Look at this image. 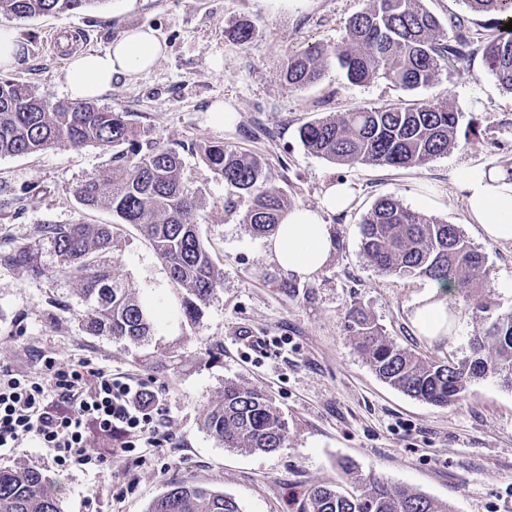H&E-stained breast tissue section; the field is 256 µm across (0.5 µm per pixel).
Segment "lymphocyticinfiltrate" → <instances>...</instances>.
Returning <instances> with one entry per match:
<instances>
[{"mask_svg": "<svg viewBox=\"0 0 512 512\" xmlns=\"http://www.w3.org/2000/svg\"><path fill=\"white\" fill-rule=\"evenodd\" d=\"M162 408L144 386L91 361H46L38 375L0 368V453L24 441L50 451L55 473L74 470L103 477L108 443L121 431L122 452L161 443L154 419ZM100 440L92 442L89 430Z\"/></svg>", "mask_w": 512, "mask_h": 512, "instance_id": "obj_1", "label": "lymphocytic infiltrate"}]
</instances>
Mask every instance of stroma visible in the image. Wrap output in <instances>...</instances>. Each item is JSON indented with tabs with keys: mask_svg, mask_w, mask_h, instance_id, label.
Here are the masks:
<instances>
[{
	"mask_svg": "<svg viewBox=\"0 0 512 512\" xmlns=\"http://www.w3.org/2000/svg\"><path fill=\"white\" fill-rule=\"evenodd\" d=\"M444 28L463 23L470 56L429 86L400 88L378 78L349 84L329 68L316 85L289 89L281 78L288 53L331 48L365 0H107L104 6L31 18L0 16L18 31L25 53L10 76L37 94L66 99L59 79L66 57L102 50L126 30L147 26L166 52L136 79L115 78L99 106L124 112L138 130L179 153L183 177L201 198L192 220L222 272L223 288L197 326L171 315L152 340L134 345L83 332L88 312L76 282L56 270L39 228L110 224L112 259L139 295L171 294L162 261L140 230L111 210L81 205L75 191L113 153L60 144L0 157V249L32 244L41 274L0 265V364L36 373L45 359H90L144 383L163 406L166 447L114 455L99 491L74 471L53 476L63 512H146L170 483L203 485L233 497L243 512H303L314 486L351 490L338 467L353 459L366 474L448 504L451 512H512V388L471 382L456 403L439 407L380 380L349 339L348 315L369 312L393 342L430 359L461 360L481 322L457 299L449 336L434 341L412 323L425 277L380 272L361 249L360 223L383 196L458 225L484 256L481 277L499 311L512 310V244L486 241L458 190L467 167L512 168V93L498 90L483 61L493 17L463 0H424ZM254 28L243 45L227 31ZM224 102L231 121L215 123ZM448 102L460 112L467 141L421 167L333 164L307 152L299 128L356 108ZM211 142L260 156L269 179L295 207H319L326 185L353 190L348 210L326 214L334 250L322 271L291 279L269 257L266 240L244 222L247 200H230L223 179L202 162ZM295 286L282 292L283 282ZM236 381L267 392L288 422L286 447L271 453L224 447L202 430L207 406Z\"/></svg>",
	"mask_w": 512,
	"mask_h": 512,
	"instance_id": "1",
	"label": "stroma"
}]
</instances>
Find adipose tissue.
Segmentation results:
<instances>
[{
    "label": "adipose tissue",
    "mask_w": 512,
    "mask_h": 512,
    "mask_svg": "<svg viewBox=\"0 0 512 512\" xmlns=\"http://www.w3.org/2000/svg\"><path fill=\"white\" fill-rule=\"evenodd\" d=\"M164 52L151 28L127 30L105 50L76 52L67 57L63 69L65 90L75 101L99 98L111 90L114 78L138 77L154 67ZM460 188L483 237L496 243L512 242V178L502 171L473 167L464 171ZM352 199L347 184H331L325 191L322 210L347 208ZM322 210H292L266 243L272 260L302 281L321 272L334 248L332 227L323 219ZM451 291V286L440 284L418 299L413 323L422 335L435 340L447 335Z\"/></svg>",
    "instance_id": "adipose-tissue-1"
}]
</instances>
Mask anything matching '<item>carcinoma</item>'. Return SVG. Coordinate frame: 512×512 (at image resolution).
<instances>
[{
    "label": "carcinoma",
    "mask_w": 512,
    "mask_h": 512,
    "mask_svg": "<svg viewBox=\"0 0 512 512\" xmlns=\"http://www.w3.org/2000/svg\"><path fill=\"white\" fill-rule=\"evenodd\" d=\"M106 0H0V14L19 18L83 11ZM473 12L498 16L501 29L484 46L483 58L499 90L512 92V0H464ZM448 36L423 0H367L330 50L311 47L288 55L283 79L298 90L321 81L328 66L345 71L353 85L384 78L404 89L432 83L439 72L465 60L470 40L456 25ZM460 113L448 102L370 107L325 116L299 129L304 148L341 166H423L457 146ZM56 143L74 148L96 145L116 150L120 165L105 167L77 189L86 207L105 206L123 224H133L164 262L184 321L196 326L222 276L190 216L198 197L183 179L179 155L153 140H142L126 119L91 102L53 100L28 85L0 78V157L29 155ZM200 157L224 180L233 195L246 196L245 223L257 236L274 234L292 208L288 196L266 174L254 154L222 143L206 145ZM57 259L58 271L80 285L89 305L84 330L141 344L154 336L162 310L172 302L159 295L143 298L112 264L109 224H58L42 229ZM366 258L379 271L418 275L457 290L465 306L480 315L470 356L454 360L423 358L396 345L365 310H353L349 336L375 373L403 393L435 406L457 402L471 381L498 378L512 386V311L496 312L481 281L484 255L456 224L405 207L394 196L379 199L361 222ZM0 261L33 264L29 245H17ZM201 428L226 448L271 452L288 439V422L258 387L224 382V396L204 412ZM338 466L355 491L327 483L314 487L308 512H449L448 504L405 486H391L359 472L349 459ZM0 512H62L59 490L39 469H0ZM147 512H242L220 491L173 483Z\"/></svg>",
    "instance_id": "cac0c4a2"
}]
</instances>
